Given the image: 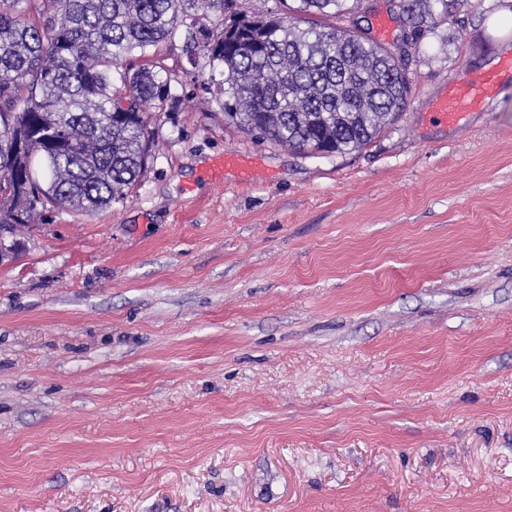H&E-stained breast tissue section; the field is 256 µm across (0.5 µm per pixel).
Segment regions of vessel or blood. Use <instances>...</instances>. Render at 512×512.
<instances>
[{
	"label": "vessel or blood",
	"instance_id": "obj_1",
	"mask_svg": "<svg viewBox=\"0 0 512 512\" xmlns=\"http://www.w3.org/2000/svg\"><path fill=\"white\" fill-rule=\"evenodd\" d=\"M512 85V58L501 60L497 67L480 75L460 73L435 102V112L444 121L457 122L461 116L476 109Z\"/></svg>",
	"mask_w": 512,
	"mask_h": 512
}]
</instances>
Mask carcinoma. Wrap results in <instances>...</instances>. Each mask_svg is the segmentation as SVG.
<instances>
[{
    "mask_svg": "<svg viewBox=\"0 0 512 512\" xmlns=\"http://www.w3.org/2000/svg\"><path fill=\"white\" fill-rule=\"evenodd\" d=\"M437 2L438 15L400 0L406 46L453 16ZM349 12L346 0H299L296 22L234 0H0V230L126 197L150 157L152 113L175 100L172 71L147 51L178 35L245 134L314 153L365 147L405 107V63L357 31L299 26Z\"/></svg>",
    "mask_w": 512,
    "mask_h": 512,
    "instance_id": "1",
    "label": "carcinoma"
}]
</instances>
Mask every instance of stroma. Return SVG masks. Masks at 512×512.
Segmentation results:
<instances>
[{
	"label": "stroma",
	"instance_id": "35a3bbf8",
	"mask_svg": "<svg viewBox=\"0 0 512 512\" xmlns=\"http://www.w3.org/2000/svg\"><path fill=\"white\" fill-rule=\"evenodd\" d=\"M504 37L512 0H461L394 124L331 155L229 125L160 45L176 100L127 198L0 265V512H512V89L432 116Z\"/></svg>",
	"mask_w": 512,
	"mask_h": 512
}]
</instances>
